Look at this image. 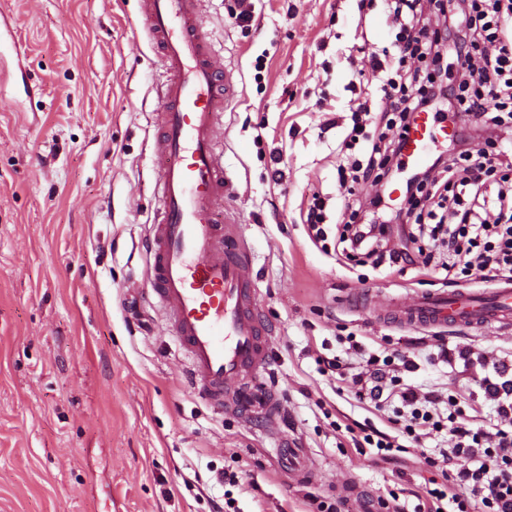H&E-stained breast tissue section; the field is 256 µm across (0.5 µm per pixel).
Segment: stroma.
<instances>
[{
    "label": "stroma",
    "mask_w": 512,
    "mask_h": 512,
    "mask_svg": "<svg viewBox=\"0 0 512 512\" xmlns=\"http://www.w3.org/2000/svg\"><path fill=\"white\" fill-rule=\"evenodd\" d=\"M253 4L249 23L233 18ZM0 512H308L415 491L441 474L425 457L447 432L421 438L425 457L371 460L350 428L392 431L391 410L359 400L347 377L366 353L407 352L403 383L452 394L495 420L477 381L487 364L512 367V327L404 328L393 300L478 290L485 281L422 263L373 268L325 255L306 213L321 198L336 247V150L352 110L376 81L359 45L394 38L382 0H203L200 22L234 70L224 113L225 168L253 249L272 363L260 379L285 416L219 410L188 386L187 360L146 294L158 170L152 153L166 79L139 0H0ZM281 178H274V171ZM470 350L442 361L435 346ZM339 357L344 380L318 371ZM305 450L289 477L279 436ZM230 471L236 485L215 482Z\"/></svg>",
    "instance_id": "1"
}]
</instances>
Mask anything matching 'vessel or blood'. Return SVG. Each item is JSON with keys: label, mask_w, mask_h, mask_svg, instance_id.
<instances>
[{"label": "vessel or blood", "mask_w": 512, "mask_h": 512, "mask_svg": "<svg viewBox=\"0 0 512 512\" xmlns=\"http://www.w3.org/2000/svg\"><path fill=\"white\" fill-rule=\"evenodd\" d=\"M201 4L140 0L141 18L168 73L159 91L160 131L153 143L161 176L148 239L147 289L189 362L192 389L220 407L225 391L243 387L244 400L272 420L277 399L255 387L270 363L271 348L255 317L253 255L241 224L224 212L235 183L218 146L236 85L199 22ZM435 137L428 115H420L408 134L406 162L423 164ZM390 316L405 327H508L512 280L486 294L432 293L409 304L397 301Z\"/></svg>", "instance_id": "obj_1"}]
</instances>
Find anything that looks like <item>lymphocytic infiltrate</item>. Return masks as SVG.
Instances as JSON below:
<instances>
[{
    "label": "lymphocytic infiltrate",
    "instance_id": "f902f5d3",
    "mask_svg": "<svg viewBox=\"0 0 512 512\" xmlns=\"http://www.w3.org/2000/svg\"><path fill=\"white\" fill-rule=\"evenodd\" d=\"M397 30L390 62L371 58L387 106L373 112L359 104L353 127L342 143L347 155L337 167L348 214L340 242L367 256L387 251L390 263L406 253L389 248L384 223L372 199L369 210L355 196L361 176L384 178L402 163L405 137L416 116H465L487 130L512 131V0H387ZM443 18L441 27L432 14ZM369 142L367 157H350L359 141ZM408 211L389 214V221H415L418 235L436 243L427 261L444 271L461 268L483 276L512 279V153L493 140L474 147H455L429 161L406 183ZM387 220V221H388ZM408 372L415 363L402 351L369 357L353 384L359 399L381 405L399 399L408 408L404 424L414 436L419 423L446 429L454 440L443 454L448 472L443 486L427 489L414 512H512V378L493 367L479 381L495 407L494 429L481 425L477 412L462 409L456 399L426 396L398 379L387 367ZM447 410H440V403Z\"/></svg>",
    "mask_w": 512,
    "mask_h": 512
}]
</instances>
